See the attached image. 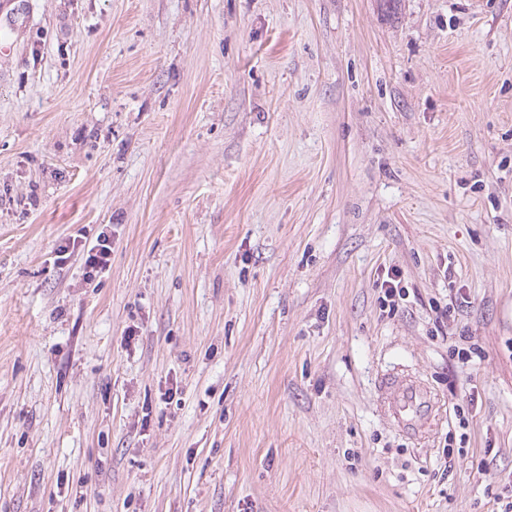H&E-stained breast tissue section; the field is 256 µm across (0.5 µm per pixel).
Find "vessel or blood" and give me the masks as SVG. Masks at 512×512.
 <instances>
[{"label":"vessel or blood","instance_id":"vessel-or-blood-1","mask_svg":"<svg viewBox=\"0 0 512 512\" xmlns=\"http://www.w3.org/2000/svg\"><path fill=\"white\" fill-rule=\"evenodd\" d=\"M380 408L402 433L426 441L442 419L443 403L436 392L408 374H392L380 386Z\"/></svg>","mask_w":512,"mask_h":512}]
</instances>
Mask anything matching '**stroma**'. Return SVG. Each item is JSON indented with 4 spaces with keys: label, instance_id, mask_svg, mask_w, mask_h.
Masks as SVG:
<instances>
[{
    "label": "stroma",
    "instance_id": "stroma-1",
    "mask_svg": "<svg viewBox=\"0 0 512 512\" xmlns=\"http://www.w3.org/2000/svg\"><path fill=\"white\" fill-rule=\"evenodd\" d=\"M0 22V512L512 496V0H0ZM401 367L468 425L400 435L376 399ZM111 250V242L107 238H97L96 243L88 245L85 260L87 275L92 276L91 273L98 272L107 265Z\"/></svg>",
    "mask_w": 512,
    "mask_h": 512
}]
</instances>
